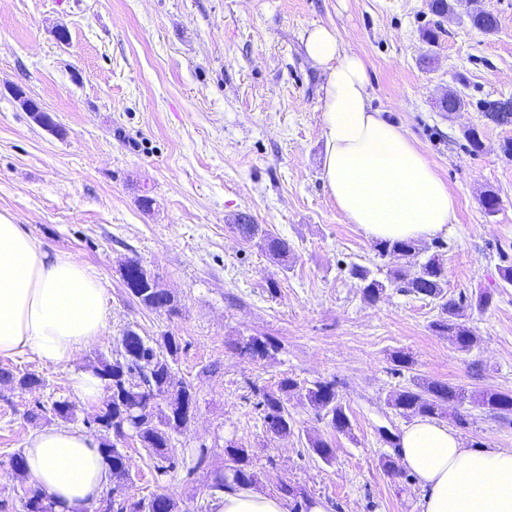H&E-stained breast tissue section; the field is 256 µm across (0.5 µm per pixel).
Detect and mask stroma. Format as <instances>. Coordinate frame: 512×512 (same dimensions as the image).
<instances>
[{"label": "stroma", "mask_w": 512, "mask_h": 512, "mask_svg": "<svg viewBox=\"0 0 512 512\" xmlns=\"http://www.w3.org/2000/svg\"><path fill=\"white\" fill-rule=\"evenodd\" d=\"M430 0H0V216L50 251L83 261L105 288L108 321L98 340L73 361L35 355L0 357L15 375L33 372L41 387L0 384V500L24 512L34 482L10 461L38 430L64 426L50 411L73 402V428L99 431L97 408L80 401L73 376L110 357L129 329L162 345L178 337L179 380L196 399L187 427L171 437L179 466L165 475L144 448L128 442L127 494L163 495L196 512L217 473L229 468L224 444L248 448L258 490L279 482L322 502L327 512H419L421 490L387 473L396 449L378 427L401 433L407 415L389 408L393 392L414 379L465 391L512 393V159L501 145L512 124L489 123L479 101L512 97V0H481L496 32L471 27L469 4L436 20ZM442 30L435 42L424 33ZM334 28L366 66L372 108L405 129L455 202L443 241L419 240L410 257L379 256L358 225L347 223L322 179L326 152L321 104L326 74L305 50L307 33ZM66 39H59V29ZM22 88L63 129L38 126L12 95ZM456 93L466 103L445 112ZM477 129L480 152L464 137ZM501 205L487 213L485 193ZM155 205L142 208V196ZM250 216L287 239V263L234 228ZM441 253L447 296L463 306L475 336L454 348L432 327L436 300L405 294L387 278ZM153 272L178 305L151 311L122 278L127 259ZM370 268L387 288L363 298L348 264ZM493 295L484 311L479 292ZM252 336L274 341L269 357L250 359L233 347ZM406 352L411 368L393 358ZM304 385L332 380L352 430L341 434L298 394L284 403L294 433H270L256 408L257 391L274 392L282 377ZM456 432L463 444L512 448V422L467 406ZM335 450L322 462L308 439ZM207 445L204 464L195 450Z\"/></svg>", "instance_id": "35a3bbf8"}]
</instances>
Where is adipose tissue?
Masks as SVG:
<instances>
[{"instance_id":"obj_1","label":"adipose tissue","mask_w":512,"mask_h":512,"mask_svg":"<svg viewBox=\"0 0 512 512\" xmlns=\"http://www.w3.org/2000/svg\"><path fill=\"white\" fill-rule=\"evenodd\" d=\"M305 49L327 74L322 180L337 208L370 239L447 232L454 219L448 186L407 133L371 109L361 58L325 26L308 32ZM106 320L103 284L82 262L0 219V356L71 362ZM398 453L422 490L421 512H512V448L465 447L446 424L419 417L405 427ZM23 457L27 475L67 512L110 482L97 442L73 428L38 431ZM215 505L216 512H288L284 498L249 486L225 489Z\"/></svg>"}]
</instances>
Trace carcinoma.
Segmentation results:
<instances>
[{"mask_svg": "<svg viewBox=\"0 0 512 512\" xmlns=\"http://www.w3.org/2000/svg\"><path fill=\"white\" fill-rule=\"evenodd\" d=\"M471 26L490 34L498 27L497 16L490 12L469 14ZM481 112L486 120L496 125L512 123V97L485 100ZM236 225L238 233L247 240L259 239L264 251L278 260L288 257V241L277 234L263 229L251 219L242 216ZM374 250L380 256L398 253L407 256L417 250V244L411 240H382L374 244ZM126 288L141 305L149 310H163L169 314L177 313L174 296L163 288L157 287L156 277L143 269L136 259L125 262ZM350 277L363 284L362 292L366 299L375 302L391 283L401 291L442 300L441 316L433 323V328L441 336L448 338L459 351L467 352L472 348L473 337L465 326L457 322L460 307L454 300L447 298L445 291V270L439 255L434 254L414 272L397 269L390 274L389 283H384L363 265L354 263L348 268ZM164 350L156 349L133 330L126 331L111 349L112 362L104 365L108 380L112 381V402L93 421L104 432V442L100 444V453L106 464L112 466V488L108 489L98 503H92L84 512H175L176 503L165 496H156L147 503L128 502L121 497V491L128 475L124 445L130 439L139 441L149 456L157 460L156 471L165 474L174 468L168 448L172 433L186 426L192 416L195 398L189 385L182 381L171 382L177 395L173 407L157 402L156 386L162 383L172 363L177 361L181 351L180 340L174 336L163 337ZM240 353L251 358H264L275 349L267 338L250 337L237 343ZM0 382H14L24 389H33L44 384L35 373H26L14 377L8 369H0ZM303 392L309 404L317 411L330 417V423L339 433L351 431L350 419L346 407L336 392L333 381H317L304 386L297 380L286 377L279 383V393L265 392L258 402L263 412V422L273 433L288 437L294 433L293 423L288 419L283 397L292 392ZM470 402L486 408L498 416L507 417L512 412V394L497 390H483L466 395L459 388L441 383H420L388 398V406L405 415L408 413L421 417L439 418L448 415V403L463 404ZM224 455L232 462L227 478H219L209 486V496L233 484L249 486L257 480L250 465L246 448L229 441L224 445ZM279 490L285 497L293 499L292 512H305L310 508L309 499H298L297 490L286 483ZM26 512H56L57 503L41 488L30 490L24 501Z\"/></svg>", "mask_w": 512, "mask_h": 512, "instance_id": "cac0c4a2", "label": "carcinoma"}]
</instances>
